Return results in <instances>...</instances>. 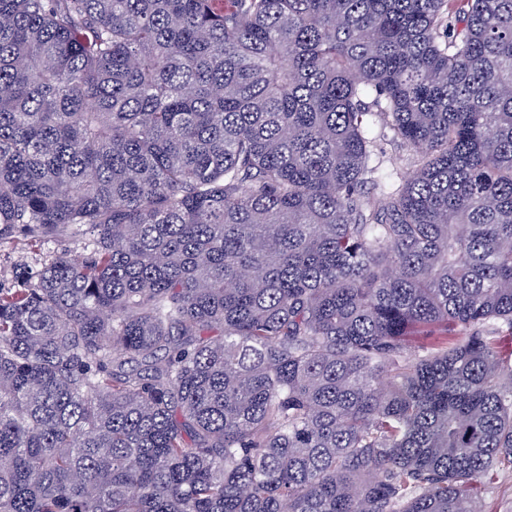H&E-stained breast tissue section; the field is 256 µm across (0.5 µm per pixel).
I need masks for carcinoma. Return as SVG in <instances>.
Instances as JSON below:
<instances>
[{
  "label": "carcinoma",
  "mask_w": 512,
  "mask_h": 512,
  "mask_svg": "<svg viewBox=\"0 0 512 512\" xmlns=\"http://www.w3.org/2000/svg\"><path fill=\"white\" fill-rule=\"evenodd\" d=\"M19 225L82 251L0 288V512H484L512 464V0H0ZM378 151L380 160H383V168L387 172H393V176L398 180L408 179L414 172L415 167L411 162L410 157L406 151H402L397 147L396 143L392 142L390 137H378Z\"/></svg>",
  "instance_id": "1"
}]
</instances>
